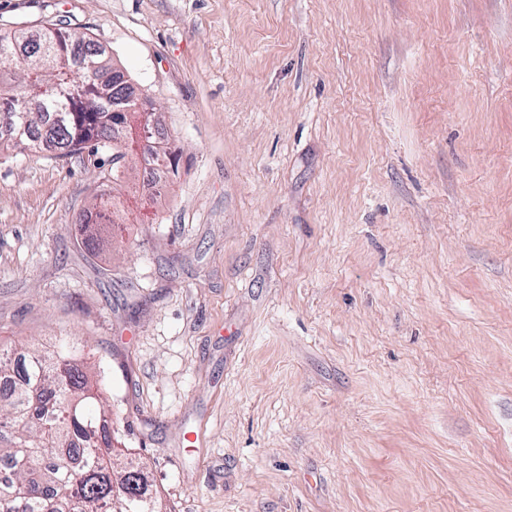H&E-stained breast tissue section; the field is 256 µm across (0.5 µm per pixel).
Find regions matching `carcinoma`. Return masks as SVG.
<instances>
[{"instance_id": "cac0c4a2", "label": "carcinoma", "mask_w": 512, "mask_h": 512, "mask_svg": "<svg viewBox=\"0 0 512 512\" xmlns=\"http://www.w3.org/2000/svg\"><path fill=\"white\" fill-rule=\"evenodd\" d=\"M38 41L63 59L23 56L24 46ZM33 97L26 113L27 130L18 139H4L31 150H51L60 158L112 150V168L101 178L114 184L124 177L119 146L129 116L148 102L138 97L124 73L98 43L57 23L0 29V112L14 106L18 86ZM73 84L78 92L60 98L56 88ZM101 210L86 211L85 243L95 247ZM20 374L25 385L0 400V501L9 512H163L162 498L152 489L144 467L118 471L112 462L118 448L112 441V411L90 392L76 347L62 341L48 348L35 344L0 346V379ZM58 452L35 466L36 449ZM123 486L119 509L108 496L111 486Z\"/></svg>"}]
</instances>
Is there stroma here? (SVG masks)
Here are the masks:
<instances>
[{
	"label": "stroma",
	"instance_id": "obj_1",
	"mask_svg": "<svg viewBox=\"0 0 512 512\" xmlns=\"http://www.w3.org/2000/svg\"><path fill=\"white\" fill-rule=\"evenodd\" d=\"M163 112L0 150V345L84 342L167 512H512V0H0ZM114 201L112 197V211L107 217V222L103 223L100 221L101 210L100 206L98 207L97 203L92 207V209L86 211L85 214V243L89 247H95L98 241V224H114L113 214H114Z\"/></svg>",
	"mask_w": 512,
	"mask_h": 512
}]
</instances>
